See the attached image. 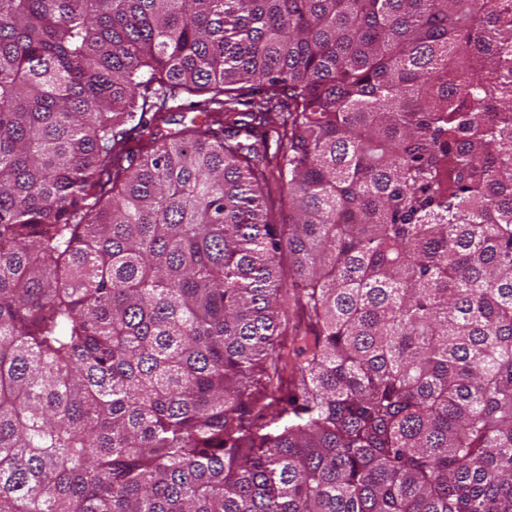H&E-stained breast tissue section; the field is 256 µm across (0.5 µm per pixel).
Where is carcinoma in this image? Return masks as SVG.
Listing matches in <instances>:
<instances>
[{"label":"carcinoma","mask_w":512,"mask_h":512,"mask_svg":"<svg viewBox=\"0 0 512 512\" xmlns=\"http://www.w3.org/2000/svg\"><path fill=\"white\" fill-rule=\"evenodd\" d=\"M1 243L0 512H512V0H0ZM277 322L279 325L278 332L281 333L277 342H281L284 351L290 350L291 352L293 345H297L298 338L310 333L306 320L300 311L294 307L281 310Z\"/></svg>","instance_id":"cac0c4a2"}]
</instances>
